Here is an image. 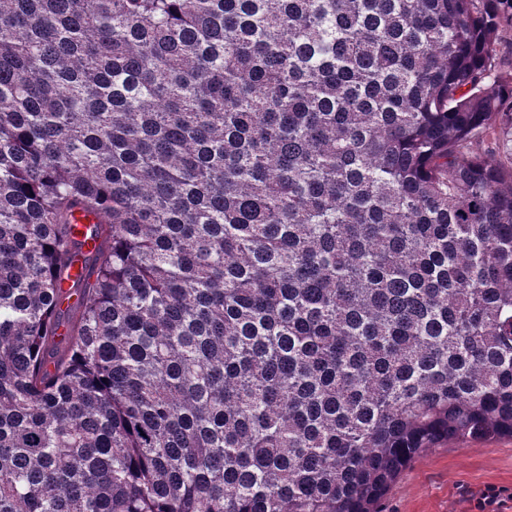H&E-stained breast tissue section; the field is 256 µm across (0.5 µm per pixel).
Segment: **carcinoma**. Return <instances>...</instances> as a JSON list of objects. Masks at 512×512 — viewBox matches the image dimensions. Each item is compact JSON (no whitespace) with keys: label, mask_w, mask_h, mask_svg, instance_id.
I'll return each mask as SVG.
<instances>
[{"label":"carcinoma","mask_w":512,"mask_h":512,"mask_svg":"<svg viewBox=\"0 0 512 512\" xmlns=\"http://www.w3.org/2000/svg\"><path fill=\"white\" fill-rule=\"evenodd\" d=\"M506 25L0 0V512H379L512 438Z\"/></svg>","instance_id":"obj_1"}]
</instances>
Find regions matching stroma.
I'll use <instances>...</instances> for the list:
<instances>
[{"mask_svg": "<svg viewBox=\"0 0 512 512\" xmlns=\"http://www.w3.org/2000/svg\"><path fill=\"white\" fill-rule=\"evenodd\" d=\"M512 512V439L451 443L418 455L379 503L380 512H478L488 489Z\"/></svg>", "mask_w": 512, "mask_h": 512, "instance_id": "35a3bbf8", "label": "stroma"}]
</instances>
